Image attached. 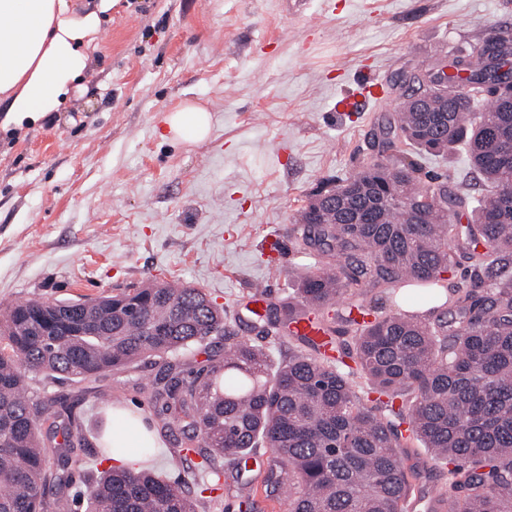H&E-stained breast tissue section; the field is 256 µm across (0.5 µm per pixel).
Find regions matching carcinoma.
<instances>
[{
    "label": "carcinoma",
    "mask_w": 512,
    "mask_h": 512,
    "mask_svg": "<svg viewBox=\"0 0 512 512\" xmlns=\"http://www.w3.org/2000/svg\"><path fill=\"white\" fill-rule=\"evenodd\" d=\"M486 42L500 43L495 65ZM511 59L503 33L475 39L455 72L427 74L424 93L438 107L424 111L409 94L386 127L418 150L467 146L485 191L467 225L450 223L446 205H468L465 187L436 193L441 177L421 183L406 156L370 162L299 210L303 249L328 262L301 274L269 314L284 330L306 315L331 334L352 328L353 345L336 346L332 360L299 336L312 353L270 373L263 349L226 334L224 310L190 286L9 307L0 316V512H74L72 404L34 396V381H84L150 359L164 362L155 414L190 437L204 491L224 465L238 468L264 446L275 461L266 483L288 485V512H407L418 472L404 449L417 441L448 480L432 512H512V95L488 88ZM461 259L466 284L432 321L360 300L398 282L432 298ZM342 294L357 301L336 310L334 329L320 313ZM87 311L109 332L77 328ZM214 336L224 337V360L185 377L178 356ZM42 417L52 420L46 433ZM85 486L89 512L206 508L142 466L110 465Z\"/></svg>",
    "instance_id": "carcinoma-1"
}]
</instances>
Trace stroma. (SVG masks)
Listing matches in <instances>:
<instances>
[{"label":"stroma","instance_id":"stroma-1","mask_svg":"<svg viewBox=\"0 0 512 512\" xmlns=\"http://www.w3.org/2000/svg\"><path fill=\"white\" fill-rule=\"evenodd\" d=\"M493 30L512 31V0H116L67 110L0 128V310L174 282L203 289L273 363L303 351L246 303L258 287L279 301L317 267L294 232L306 196L372 160L403 75L448 64ZM371 73L378 92L336 111ZM188 102L214 118L198 145L164 136ZM409 156L479 198L465 147ZM161 370L37 384L42 398L78 397L85 445L71 496L100 471L106 392L151 410ZM269 455L225 470L206 512H242L246 499L251 512H288L287 489L264 485Z\"/></svg>","mask_w":512,"mask_h":512}]
</instances>
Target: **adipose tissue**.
I'll use <instances>...</instances> for the list:
<instances>
[{
	"label": "adipose tissue",
	"instance_id": "1",
	"mask_svg": "<svg viewBox=\"0 0 512 512\" xmlns=\"http://www.w3.org/2000/svg\"><path fill=\"white\" fill-rule=\"evenodd\" d=\"M113 0L77 12L70 0H0V100L6 123L23 125L60 111L88 65L87 50ZM168 136L187 144L208 140L213 116L189 103L166 117ZM115 466L141 463V451L161 447L148 413L133 405L112 410L102 435Z\"/></svg>",
	"mask_w": 512,
	"mask_h": 512
}]
</instances>
